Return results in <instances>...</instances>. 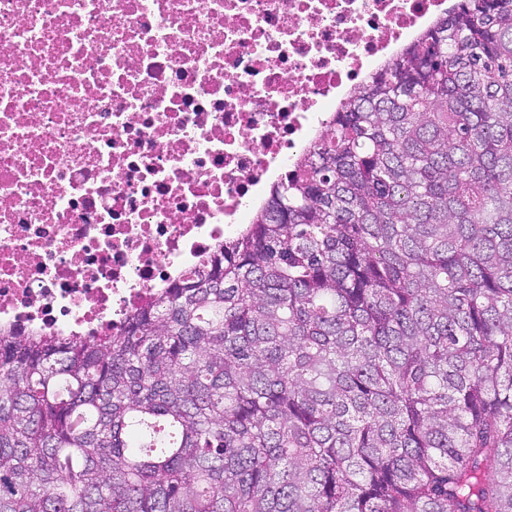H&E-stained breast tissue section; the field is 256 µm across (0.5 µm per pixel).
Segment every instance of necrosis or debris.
<instances>
[{
  "instance_id": "4bbe7bcc",
  "label": "necrosis or debris",
  "mask_w": 512,
  "mask_h": 512,
  "mask_svg": "<svg viewBox=\"0 0 512 512\" xmlns=\"http://www.w3.org/2000/svg\"><path fill=\"white\" fill-rule=\"evenodd\" d=\"M448 0H0V332L186 277Z\"/></svg>"
}]
</instances>
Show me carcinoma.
<instances>
[{
  "instance_id": "carcinoma-1",
  "label": "carcinoma",
  "mask_w": 512,
  "mask_h": 512,
  "mask_svg": "<svg viewBox=\"0 0 512 512\" xmlns=\"http://www.w3.org/2000/svg\"><path fill=\"white\" fill-rule=\"evenodd\" d=\"M0 512H512V0H456L119 333L0 334Z\"/></svg>"
}]
</instances>
